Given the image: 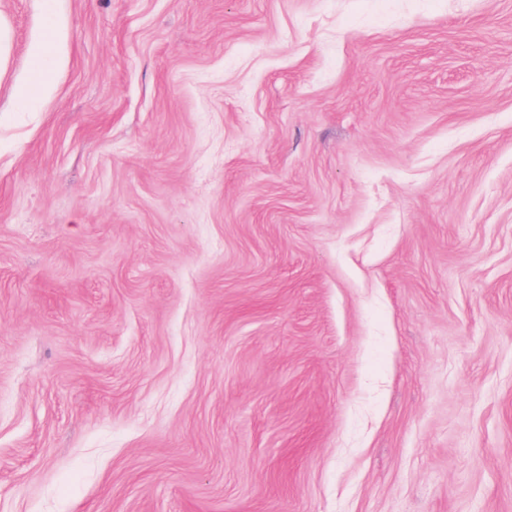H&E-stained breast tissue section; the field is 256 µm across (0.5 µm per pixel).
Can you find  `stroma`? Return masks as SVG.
I'll return each instance as SVG.
<instances>
[{
	"mask_svg": "<svg viewBox=\"0 0 512 512\" xmlns=\"http://www.w3.org/2000/svg\"><path fill=\"white\" fill-rule=\"evenodd\" d=\"M0 0V512H512V0ZM47 0V28L32 39L26 48L29 63L26 79L11 87V111L21 112L35 106L52 89L56 70L65 61L66 27L52 10Z\"/></svg>",
	"mask_w": 512,
	"mask_h": 512,
	"instance_id": "obj_1",
	"label": "stroma"
}]
</instances>
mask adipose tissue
Masks as SVG:
<instances>
[{"instance_id":"1","label":"adipose tissue","mask_w":512,"mask_h":512,"mask_svg":"<svg viewBox=\"0 0 512 512\" xmlns=\"http://www.w3.org/2000/svg\"><path fill=\"white\" fill-rule=\"evenodd\" d=\"M66 27L55 13H48L45 32L26 48V79L11 87L12 109L21 112L35 106L52 89L56 70L65 61Z\"/></svg>"}]
</instances>
